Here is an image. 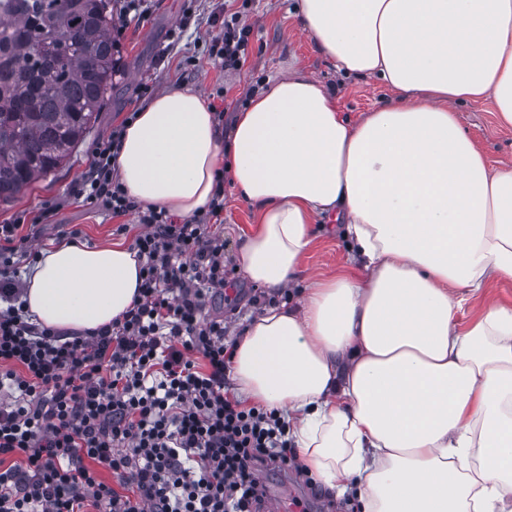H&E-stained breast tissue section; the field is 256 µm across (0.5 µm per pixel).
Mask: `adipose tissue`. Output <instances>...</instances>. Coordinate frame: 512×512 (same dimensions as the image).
<instances>
[{
    "label": "adipose tissue",
    "instance_id": "1",
    "mask_svg": "<svg viewBox=\"0 0 512 512\" xmlns=\"http://www.w3.org/2000/svg\"><path fill=\"white\" fill-rule=\"evenodd\" d=\"M316 49L395 101L350 123L315 77L261 90L223 133L202 93L140 109L115 161L145 206L187 218L216 175L258 215L238 269L295 301L245 326L230 377L276 410L309 475L363 512H512V306L467 328L462 292L512 280V166L490 169L458 103L492 97L512 126V0H296ZM335 215L349 272L302 278ZM140 265L119 242L64 240L25 276L34 323L68 332L131 307Z\"/></svg>",
    "mask_w": 512,
    "mask_h": 512
}]
</instances>
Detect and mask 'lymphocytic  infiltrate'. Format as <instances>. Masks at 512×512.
Listing matches in <instances>:
<instances>
[{"label": "lymphocytic infiltrate", "mask_w": 512, "mask_h": 512, "mask_svg": "<svg viewBox=\"0 0 512 512\" xmlns=\"http://www.w3.org/2000/svg\"><path fill=\"white\" fill-rule=\"evenodd\" d=\"M222 26L209 56L241 69L252 29L231 11ZM124 131L100 142L75 191L141 228L138 295L112 324L68 337L31 323L12 277L27 240L0 224V512H263L259 467L299 464L276 411L230 396L234 344L204 313L228 283L214 230L224 187L186 220L141 205L115 174Z\"/></svg>", "instance_id": "1"}]
</instances>
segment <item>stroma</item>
<instances>
[{"label": "stroma", "instance_id": "stroma-1", "mask_svg": "<svg viewBox=\"0 0 512 512\" xmlns=\"http://www.w3.org/2000/svg\"><path fill=\"white\" fill-rule=\"evenodd\" d=\"M224 0H144L146 18L130 23L113 50L115 72L112 87L82 143L68 157L63 167L22 190L14 199L0 202V224H9L20 214H35L44 205L58 204L54 223L36 229L31 240L39 249L60 238L62 232H76L79 240L90 245L119 241L132 244L135 232L133 216H112L102 209H92L74 199L71 188L88 169L97 142L118 125L126 113L145 106L137 87L152 79L155 93L171 88L190 89L212 96L226 90L228 100L244 95L258 81H270L288 69L300 68L320 79L335 93L341 112L359 122L367 112L393 98V91L370 79L344 77L321 55L301 30L292 12L293 0H233L232 10H243L253 27L254 47L241 72L225 73L205 56L210 39L220 31L213 14ZM200 59L197 68L187 67V56ZM457 118L466 133L480 146L490 167L512 164V127L503 126L495 103L485 98L459 106ZM256 225L252 208L237 196L232 187L224 189V222L220 229L227 242L228 266H235L241 239ZM346 262V243L334 220H327L303 256L304 271L327 278L341 270ZM512 304V280H493L485 288L467 295L456 319L466 327L485 310L489 301ZM263 486L287 495L290 512H360L356 497L341 500L320 487L302 484L291 470L268 467L261 471Z\"/></svg>", "mask_w": 512, "mask_h": 512}]
</instances>
